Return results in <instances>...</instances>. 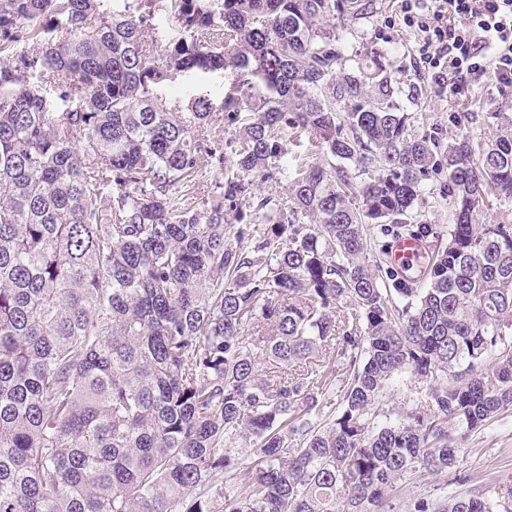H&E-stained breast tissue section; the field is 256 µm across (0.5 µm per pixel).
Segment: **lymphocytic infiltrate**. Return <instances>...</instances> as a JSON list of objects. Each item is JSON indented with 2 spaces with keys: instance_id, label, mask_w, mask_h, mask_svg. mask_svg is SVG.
Returning a JSON list of instances; mask_svg holds the SVG:
<instances>
[{
  "instance_id": "obj_1",
  "label": "lymphocytic infiltrate",
  "mask_w": 512,
  "mask_h": 512,
  "mask_svg": "<svg viewBox=\"0 0 512 512\" xmlns=\"http://www.w3.org/2000/svg\"><path fill=\"white\" fill-rule=\"evenodd\" d=\"M404 22L422 39V61L448 73L451 93L491 76L512 91V0H401Z\"/></svg>"
}]
</instances>
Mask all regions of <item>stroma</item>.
<instances>
[{"mask_svg":"<svg viewBox=\"0 0 512 512\" xmlns=\"http://www.w3.org/2000/svg\"><path fill=\"white\" fill-rule=\"evenodd\" d=\"M379 10L370 20L360 22L343 35L345 52L378 49L386 55L387 71L397 88L395 103L413 113L417 130L447 132L448 117L454 112L471 113L469 133L473 141L493 140L495 126L487 120L488 113L504 112L512 116V93H498L491 79L485 78L470 87L464 96L449 95L427 74L420 61V43L413 29L408 28L400 13L399 0H378ZM234 81L232 72L201 77H176L160 88L163 98L182 97L192 88L221 101ZM487 485L512 476V413L489 422L485 429L472 433L462 451L458 452L450 473L418 472L402 484L396 503L406 507L410 499L424 497L445 488L450 476Z\"/></svg>","mask_w":512,"mask_h":512,"instance_id":"stroma-1","label":"stroma"}]
</instances>
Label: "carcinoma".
I'll list each match as a JSON object with an SVG mask.
<instances>
[{
	"label": "carcinoma",
	"instance_id": "1",
	"mask_svg": "<svg viewBox=\"0 0 512 512\" xmlns=\"http://www.w3.org/2000/svg\"><path fill=\"white\" fill-rule=\"evenodd\" d=\"M102 2L0 0V512H394L512 411V224L476 223L512 204V117L417 131L384 54L339 46L378 0ZM228 69L218 106L157 96ZM443 173L446 232L417 209ZM403 373L431 408L394 418ZM451 483L409 512H512ZM425 245L410 239L393 240L390 245V255L397 266L410 265L414 259L424 253Z\"/></svg>",
	"mask_w": 512,
	"mask_h": 512
}]
</instances>
